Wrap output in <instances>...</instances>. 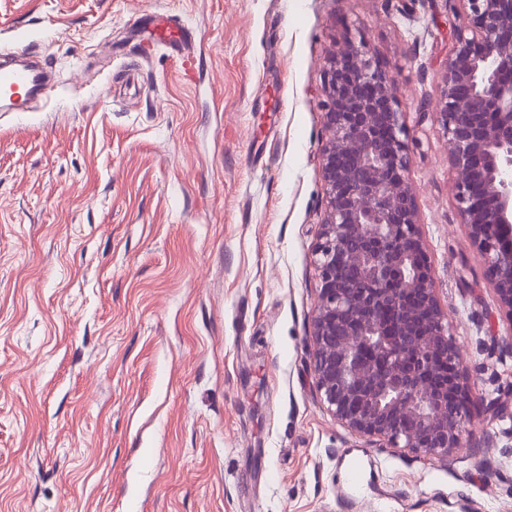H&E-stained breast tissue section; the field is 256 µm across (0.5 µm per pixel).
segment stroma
<instances>
[{
  "label": "stroma",
  "mask_w": 512,
  "mask_h": 512,
  "mask_svg": "<svg viewBox=\"0 0 512 512\" xmlns=\"http://www.w3.org/2000/svg\"><path fill=\"white\" fill-rule=\"evenodd\" d=\"M165 12L186 59L143 51ZM448 0H0V52L50 65L0 112V512H512V319L462 224L436 103ZM395 79L419 228L470 387L439 460L324 409L308 336L324 62Z\"/></svg>",
  "instance_id": "35a3bbf8"
}]
</instances>
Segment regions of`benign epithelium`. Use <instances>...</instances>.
Instances as JSON below:
<instances>
[{
  "instance_id": "benign-epithelium-1",
  "label": "benign epithelium",
  "mask_w": 512,
  "mask_h": 512,
  "mask_svg": "<svg viewBox=\"0 0 512 512\" xmlns=\"http://www.w3.org/2000/svg\"><path fill=\"white\" fill-rule=\"evenodd\" d=\"M460 2L467 22L432 115L461 223L512 317V0ZM325 75L315 386L350 432L446 460L465 445L469 386L418 228L396 91L366 43L333 52Z\"/></svg>"
}]
</instances>
